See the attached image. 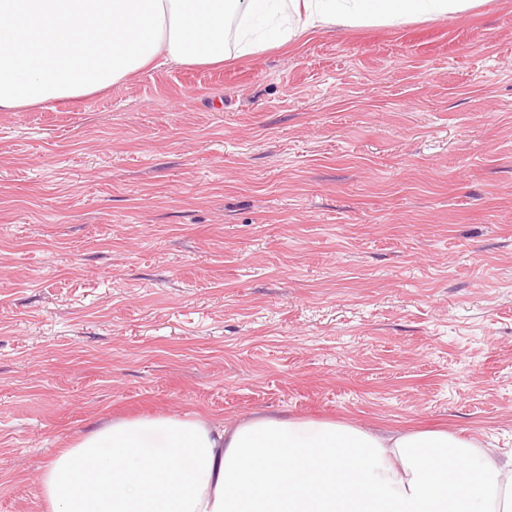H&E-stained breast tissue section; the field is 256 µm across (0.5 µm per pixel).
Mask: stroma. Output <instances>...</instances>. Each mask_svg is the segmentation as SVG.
<instances>
[{
	"label": "stroma",
	"instance_id": "obj_1",
	"mask_svg": "<svg viewBox=\"0 0 512 512\" xmlns=\"http://www.w3.org/2000/svg\"><path fill=\"white\" fill-rule=\"evenodd\" d=\"M258 411L512 450V0L0 112V512Z\"/></svg>",
	"mask_w": 512,
	"mask_h": 512
}]
</instances>
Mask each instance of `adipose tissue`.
<instances>
[{
	"label": "adipose tissue",
	"mask_w": 512,
	"mask_h": 512,
	"mask_svg": "<svg viewBox=\"0 0 512 512\" xmlns=\"http://www.w3.org/2000/svg\"><path fill=\"white\" fill-rule=\"evenodd\" d=\"M475 0H0V112L79 100L154 62L210 65L313 31ZM49 512H512V454L445 430L255 414L118 418L41 477Z\"/></svg>",
	"instance_id": "ef3b65f1"
}]
</instances>
